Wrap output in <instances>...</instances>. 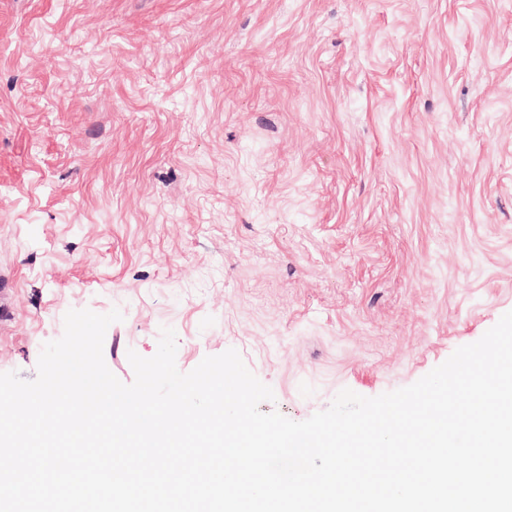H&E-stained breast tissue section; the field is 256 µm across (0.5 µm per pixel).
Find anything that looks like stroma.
<instances>
[{"label": "stroma", "mask_w": 512, "mask_h": 512, "mask_svg": "<svg viewBox=\"0 0 512 512\" xmlns=\"http://www.w3.org/2000/svg\"><path fill=\"white\" fill-rule=\"evenodd\" d=\"M0 372L228 349L303 421L512 311V0H0Z\"/></svg>", "instance_id": "35a3bbf8"}]
</instances>
